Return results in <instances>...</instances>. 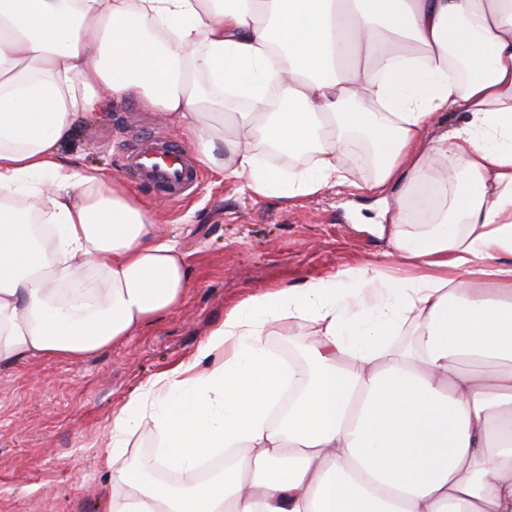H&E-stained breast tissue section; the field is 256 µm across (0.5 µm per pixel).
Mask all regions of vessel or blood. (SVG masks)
<instances>
[{
	"label": "vessel or blood",
	"mask_w": 512,
	"mask_h": 512,
	"mask_svg": "<svg viewBox=\"0 0 512 512\" xmlns=\"http://www.w3.org/2000/svg\"><path fill=\"white\" fill-rule=\"evenodd\" d=\"M121 172L156 196L178 202L200 181L193 151L183 142L150 128L135 132L122 148Z\"/></svg>",
	"instance_id": "1"
}]
</instances>
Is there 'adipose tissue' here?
I'll return each mask as SVG.
<instances>
[{
    "label": "adipose tissue",
    "instance_id": "1",
    "mask_svg": "<svg viewBox=\"0 0 512 512\" xmlns=\"http://www.w3.org/2000/svg\"><path fill=\"white\" fill-rule=\"evenodd\" d=\"M132 97L251 195L401 189L391 265L249 294L128 399L109 512H512V0H0V364L78 361L185 297L176 241L59 152ZM362 141L359 184L341 157ZM421 206L438 223L404 230ZM286 321L295 363L266 343ZM145 424L167 469L224 470L146 482Z\"/></svg>",
    "mask_w": 512,
    "mask_h": 512
}]
</instances>
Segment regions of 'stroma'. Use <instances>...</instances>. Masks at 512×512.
Listing matches in <instances>:
<instances>
[{
	"mask_svg": "<svg viewBox=\"0 0 512 512\" xmlns=\"http://www.w3.org/2000/svg\"><path fill=\"white\" fill-rule=\"evenodd\" d=\"M139 123L179 134L132 98L80 119L59 151L121 180V146ZM133 193L186 254L190 288L138 335L82 360L0 365V512H109L114 489L101 453L113 414L190 357L226 309L258 290L388 262L386 238L369 230L382 205L353 189L294 202L254 198L242 180L206 169L196 195L182 202L138 186Z\"/></svg>",
	"mask_w": 512,
	"mask_h": 512,
	"instance_id": "stroma-1",
	"label": "stroma"
}]
</instances>
